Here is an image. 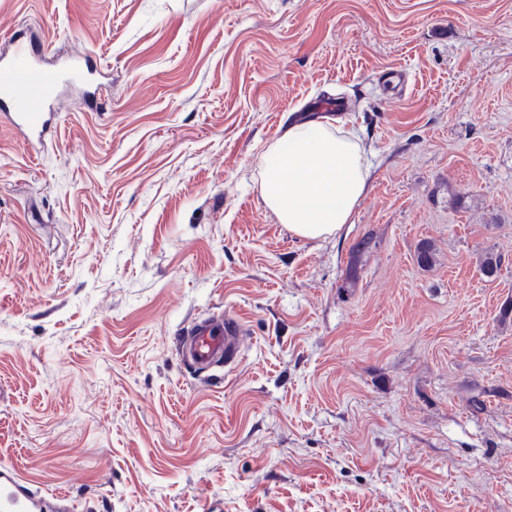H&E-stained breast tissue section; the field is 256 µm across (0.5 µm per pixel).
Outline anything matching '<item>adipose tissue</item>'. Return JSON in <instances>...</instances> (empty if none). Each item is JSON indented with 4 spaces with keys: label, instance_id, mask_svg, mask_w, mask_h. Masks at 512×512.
Wrapping results in <instances>:
<instances>
[{
    "label": "adipose tissue",
    "instance_id": "obj_1",
    "mask_svg": "<svg viewBox=\"0 0 512 512\" xmlns=\"http://www.w3.org/2000/svg\"><path fill=\"white\" fill-rule=\"evenodd\" d=\"M262 198L297 237L333 235L349 223L367 188L364 148L354 132L303 121L269 145L261 163Z\"/></svg>",
    "mask_w": 512,
    "mask_h": 512
}]
</instances>
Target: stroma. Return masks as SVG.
<instances>
[{"label": "stroma", "instance_id": "1", "mask_svg": "<svg viewBox=\"0 0 512 512\" xmlns=\"http://www.w3.org/2000/svg\"><path fill=\"white\" fill-rule=\"evenodd\" d=\"M17 34L104 99L0 123V466L75 512H512V0H0ZM308 118L368 152L318 240L259 189ZM244 325L228 313L197 320L178 342L182 362L200 374L213 368L235 366L241 357Z\"/></svg>", "mask_w": 512, "mask_h": 512}]
</instances>
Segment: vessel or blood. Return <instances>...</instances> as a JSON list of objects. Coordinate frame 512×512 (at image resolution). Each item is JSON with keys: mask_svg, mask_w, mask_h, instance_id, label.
<instances>
[{"mask_svg": "<svg viewBox=\"0 0 512 512\" xmlns=\"http://www.w3.org/2000/svg\"><path fill=\"white\" fill-rule=\"evenodd\" d=\"M81 87L85 104L99 102L102 90L87 54H75L46 64L38 45L17 37L12 49L0 55V118L30 146L42 144L55 118L65 81ZM247 331L234 316L219 313L197 320L178 342L182 362L200 373L233 367L241 357ZM51 502L26 486L14 471H0V512H50Z\"/></svg>", "mask_w": 512, "mask_h": 512, "instance_id": "obj_1", "label": "vessel or blood"}]
</instances>
